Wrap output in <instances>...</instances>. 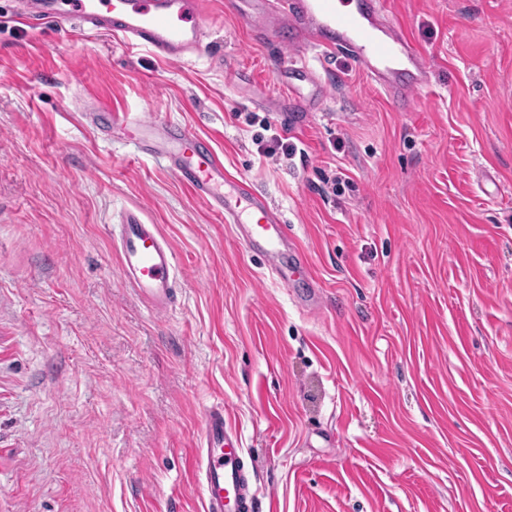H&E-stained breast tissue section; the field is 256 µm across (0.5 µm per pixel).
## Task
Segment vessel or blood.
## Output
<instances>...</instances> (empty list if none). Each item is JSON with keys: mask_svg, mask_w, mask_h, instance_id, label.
Returning a JSON list of instances; mask_svg holds the SVG:
<instances>
[{"mask_svg": "<svg viewBox=\"0 0 512 512\" xmlns=\"http://www.w3.org/2000/svg\"><path fill=\"white\" fill-rule=\"evenodd\" d=\"M295 35V54L284 68L282 84L296 95L299 84L317 83V71L301 59L306 51L325 60L332 51L347 52L371 83L392 99L404 100L427 84L428 64L406 32L390 19L387 0H231ZM203 0H13L15 16L31 26L75 23L87 32L121 35L155 57L181 62L196 54L208 37ZM95 126L104 139L131 143L136 152L162 160L194 195L235 228L245 248L264 257L281 283L303 266L289 259L288 227L266 198L224 172L211 142L180 125L129 120L100 106ZM124 281L154 311L172 307L176 258L157 225L128 214L112 238ZM201 446L196 476L204 512H253L259 488L245 467V451L224 419L223 407L207 409L199 425Z\"/></svg>", "mask_w": 512, "mask_h": 512, "instance_id": "vessel-or-blood-1", "label": "vessel or blood"}]
</instances>
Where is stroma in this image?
Segmentation results:
<instances>
[{"label": "stroma", "instance_id": "stroma-1", "mask_svg": "<svg viewBox=\"0 0 512 512\" xmlns=\"http://www.w3.org/2000/svg\"><path fill=\"white\" fill-rule=\"evenodd\" d=\"M206 3V47L168 64L0 0V512H203L217 405L256 512H512V0H389L429 90L398 106L339 51L294 130L287 38ZM104 98L211 139L311 280L279 283L173 172L102 139ZM264 118L295 154L259 155ZM129 210L175 252L167 312L120 275L106 227Z\"/></svg>", "mask_w": 512, "mask_h": 512}]
</instances>
